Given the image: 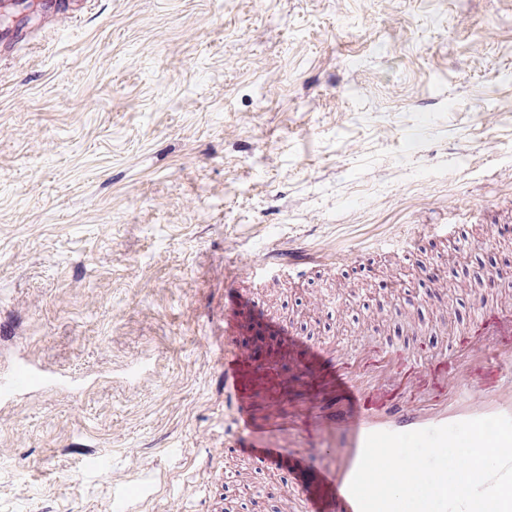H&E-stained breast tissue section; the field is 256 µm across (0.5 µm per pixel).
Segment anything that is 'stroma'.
<instances>
[{"instance_id": "1", "label": "stroma", "mask_w": 512, "mask_h": 512, "mask_svg": "<svg viewBox=\"0 0 512 512\" xmlns=\"http://www.w3.org/2000/svg\"><path fill=\"white\" fill-rule=\"evenodd\" d=\"M426 224H455L431 238ZM512 0H54L0 49V512H302L211 458L233 263L253 305L354 357L512 309ZM358 253L328 265L327 250ZM461 253L427 303L425 266ZM240 271L243 278L252 282H259L272 276H303L306 273L289 261L273 263L263 256L247 258ZM48 379L44 371L32 364L17 367L7 378L0 377V396H12Z\"/></svg>"}]
</instances>
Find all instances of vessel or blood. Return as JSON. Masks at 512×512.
Segmentation results:
<instances>
[{
  "label": "vessel or blood",
  "mask_w": 512,
  "mask_h": 512,
  "mask_svg": "<svg viewBox=\"0 0 512 512\" xmlns=\"http://www.w3.org/2000/svg\"><path fill=\"white\" fill-rule=\"evenodd\" d=\"M289 262L262 256L246 259L243 278L259 282L272 276H297ZM245 290L224 306V380L233 391L234 411L224 429L217 456L262 449L259 464L276 472L291 467L289 489L307 512H359L349 486L365 440L373 432H408L459 421L512 417V387L501 389L499 357L512 350V312L482 306L477 323L458 336L452 348L438 349L417 360L394 349L381 355L377 383L366 388L350 355L332 343L298 336L284 321L268 320L273 343L255 367L250 390L239 392V364L249 355L244 330L259 327L257 315H244ZM46 375L32 364L0 377V396H12L43 382ZM463 388L469 404L451 406L442 391Z\"/></svg>",
  "instance_id": "vessel-or-blood-1"
}]
</instances>
